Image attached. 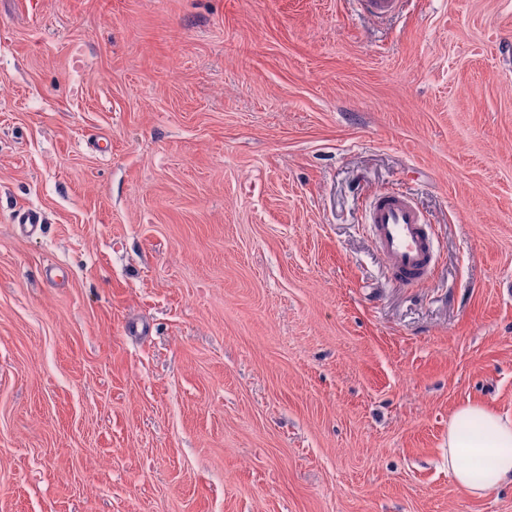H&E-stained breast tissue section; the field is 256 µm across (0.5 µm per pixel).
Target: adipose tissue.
Returning a JSON list of instances; mask_svg holds the SVG:
<instances>
[{"label":"adipose tissue","instance_id":"adipose-tissue-1","mask_svg":"<svg viewBox=\"0 0 512 512\" xmlns=\"http://www.w3.org/2000/svg\"><path fill=\"white\" fill-rule=\"evenodd\" d=\"M448 472L482 498L512 482V420L485 403H467L448 418Z\"/></svg>","mask_w":512,"mask_h":512}]
</instances>
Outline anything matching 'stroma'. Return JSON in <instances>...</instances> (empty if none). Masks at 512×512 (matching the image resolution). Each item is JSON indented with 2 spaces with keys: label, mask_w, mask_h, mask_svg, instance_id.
<instances>
[{
  "label": "stroma",
  "mask_w": 512,
  "mask_h": 512,
  "mask_svg": "<svg viewBox=\"0 0 512 512\" xmlns=\"http://www.w3.org/2000/svg\"><path fill=\"white\" fill-rule=\"evenodd\" d=\"M508 45L512 0H0V512H512L447 461L512 417ZM367 223L392 278L402 286L427 282L435 265L428 224L413 201L386 193L371 202Z\"/></svg>",
  "instance_id": "1"
}]
</instances>
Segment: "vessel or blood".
I'll list each match as a JSON object with an SVG mask.
<instances>
[{"instance_id":"vessel-or-blood-1","label":"vessel or blood","mask_w":512,"mask_h":512,"mask_svg":"<svg viewBox=\"0 0 512 512\" xmlns=\"http://www.w3.org/2000/svg\"><path fill=\"white\" fill-rule=\"evenodd\" d=\"M368 224L382 259L400 285L427 282L435 265L432 237L413 201L402 194L386 193L371 202Z\"/></svg>"}]
</instances>
